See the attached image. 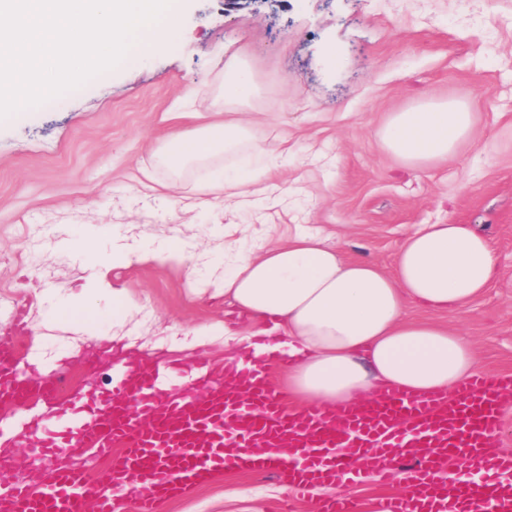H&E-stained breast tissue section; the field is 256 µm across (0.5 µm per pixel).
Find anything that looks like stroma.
<instances>
[{
	"label": "stroma",
	"instance_id": "stroma-1",
	"mask_svg": "<svg viewBox=\"0 0 512 512\" xmlns=\"http://www.w3.org/2000/svg\"><path fill=\"white\" fill-rule=\"evenodd\" d=\"M181 33L169 47L132 55L45 111L0 120V336L22 330L48 372L112 334V303L98 301L92 328L51 320L45 294L79 297L94 269L58 249L92 226L99 250L179 238L219 241L224 224H247L253 242L269 227L332 235L344 252L392 268L417 224H468L494 247L497 274L466 307L411 306L408 317L459 329L477 370L512 375V0H256L225 13L224 0H179ZM250 67L264 113L254 134L287 138L293 153L270 165L269 198L240 211L221 205L193 225L162 196H199L195 172L171 175L156 155L174 100L195 97L193 124L214 121L218 56ZM428 100L465 105L473 135L446 160L414 167L376 132L393 112ZM152 192H144V184ZM112 287L137 308L126 328L146 344L195 334L214 322L255 324L223 296L199 292L176 268H109ZM280 478L224 474L170 501L163 512H278Z\"/></svg>",
	"mask_w": 512,
	"mask_h": 512
}]
</instances>
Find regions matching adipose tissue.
Segmentation results:
<instances>
[{
    "label": "adipose tissue",
    "instance_id": "adipose-tissue-1",
    "mask_svg": "<svg viewBox=\"0 0 512 512\" xmlns=\"http://www.w3.org/2000/svg\"><path fill=\"white\" fill-rule=\"evenodd\" d=\"M191 105L176 100L174 125L158 157L170 171L204 167L240 152L275 159L287 142L269 146L253 135L254 113H225L223 121L184 124ZM472 133L470 112L455 103H428L394 112L377 137L394 156L413 165L450 156ZM266 170L240 169L217 174L214 196L238 198L248 205L260 194ZM241 228L225 231L224 262L202 267L196 244L177 240L154 248L113 247L101 257V270L87 284L84 301L57 299L55 317L91 321L92 298L111 295L113 318L124 322L134 306L123 289L111 288L103 272L129 262L188 272L229 298L253 320L275 333V348L296 360L288 372L292 400L331 407L370 394L377 384H394L426 397L452 392L473 375L476 352L459 330L410 319L408 305L432 310L459 308L480 296L496 275L490 241L465 224H421L402 240L393 270L351 259L323 235L295 232L288 239L269 237L245 250Z\"/></svg>",
    "mask_w": 512,
    "mask_h": 512
}]
</instances>
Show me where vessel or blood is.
<instances>
[{"instance_id": "vessel-or-blood-1", "label": "vessel or blood", "mask_w": 512, "mask_h": 512, "mask_svg": "<svg viewBox=\"0 0 512 512\" xmlns=\"http://www.w3.org/2000/svg\"><path fill=\"white\" fill-rule=\"evenodd\" d=\"M109 352L96 346L71 367L92 377ZM21 359L0 336V409L31 436L34 465L0 485V512H162L227 471L276 474L299 498L374 476L408 484L377 512H512V453L496 443L508 376L474 375L449 399L385 385L346 405L296 406L250 356L200 363L192 381L177 364L138 362L88 389L21 374ZM82 456L103 462L107 481L74 466Z\"/></svg>"}]
</instances>
